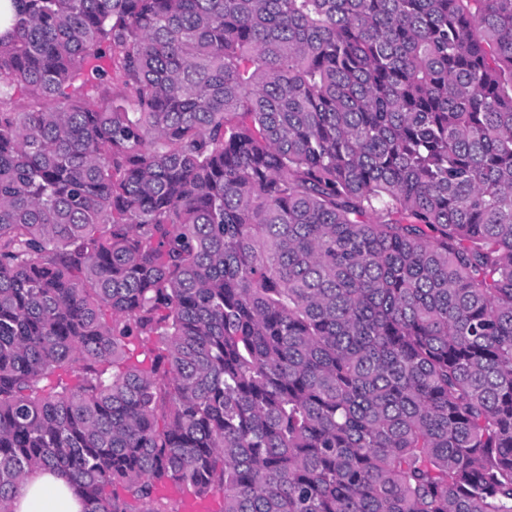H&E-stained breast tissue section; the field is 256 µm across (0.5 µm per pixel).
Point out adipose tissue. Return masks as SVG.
<instances>
[{
  "label": "adipose tissue",
  "mask_w": 512,
  "mask_h": 512,
  "mask_svg": "<svg viewBox=\"0 0 512 512\" xmlns=\"http://www.w3.org/2000/svg\"><path fill=\"white\" fill-rule=\"evenodd\" d=\"M12 512H81V504L68 484L53 472L30 471L13 495Z\"/></svg>",
  "instance_id": "obj_1"
}]
</instances>
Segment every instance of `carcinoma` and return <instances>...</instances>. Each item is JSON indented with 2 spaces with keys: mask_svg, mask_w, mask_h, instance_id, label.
<instances>
[{
  "mask_svg": "<svg viewBox=\"0 0 512 512\" xmlns=\"http://www.w3.org/2000/svg\"><path fill=\"white\" fill-rule=\"evenodd\" d=\"M19 2L0 512H512V0ZM68 484L49 469L30 471L13 495L12 512H81Z\"/></svg>",
  "mask_w": 512,
  "mask_h": 512,
  "instance_id": "obj_1",
  "label": "carcinoma"
}]
</instances>
